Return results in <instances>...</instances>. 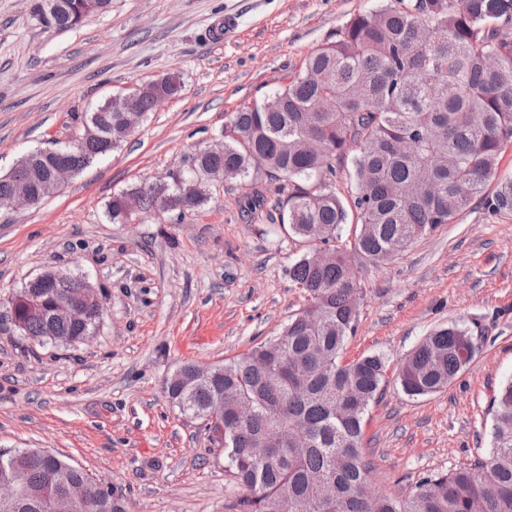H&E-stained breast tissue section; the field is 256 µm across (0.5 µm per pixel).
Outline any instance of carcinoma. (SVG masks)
Here are the masks:
<instances>
[{
    "label": "carcinoma",
    "instance_id": "carcinoma-1",
    "mask_svg": "<svg viewBox=\"0 0 512 512\" xmlns=\"http://www.w3.org/2000/svg\"><path fill=\"white\" fill-rule=\"evenodd\" d=\"M111 0H39L37 21L68 31ZM178 95L181 77L170 73L148 84ZM264 103L232 113L224 139L200 147L187 169L143 183L112 198L108 214L127 216V197L142 196L147 212L164 200L182 215L210 200L211 169L251 186L250 209L268 208L272 223L307 245L288 270L305 298L282 332L224 363V373L182 366L167 381L169 399L197 419L224 397V461L240 487L237 512H278L281 498L306 503L326 493L323 512H512V381L491 399L492 447L447 472L420 477L409 494H367L374 466L363 424L385 383V361L365 355L343 359L355 335L362 288L353 262L388 261L417 238L450 224L482 196L512 144V0H386L353 15L307 58L301 72ZM81 145L61 147L73 174L110 154L132 135L108 100L82 116ZM352 158L356 230L351 249L336 245L348 211L333 178ZM55 157L32 152L10 177H0V202L23 188L40 194ZM275 197L269 199L268 187ZM495 215L512 214V179L486 198ZM311 224L321 225L317 237ZM26 336L70 345L92 335L95 309L80 325L21 315ZM456 325L440 327L404 360L397 381L404 393L425 396L448 387L471 359ZM251 405L237 425L233 407ZM266 441L262 463L249 448ZM28 471L21 503L0 512H43L48 496L72 484L85 487L75 512H127L112 488L62 458L50 462L39 448L0 452V476L11 463ZM57 471L49 483L47 468Z\"/></svg>",
    "mask_w": 512,
    "mask_h": 512
}]
</instances>
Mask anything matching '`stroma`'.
Masks as SVG:
<instances>
[{"label":"stroma","mask_w":512,"mask_h":512,"mask_svg":"<svg viewBox=\"0 0 512 512\" xmlns=\"http://www.w3.org/2000/svg\"><path fill=\"white\" fill-rule=\"evenodd\" d=\"M380 0H112L59 32L33 0H0V175L25 154L78 139L81 117L133 84L176 72L181 94L122 146L35 207H0V448H45L112 485L129 512H232L238 488L200 421L165 385L185 363L221 364L277 336L304 304L288 278L305 246L244 212L246 186L210 187L185 215L112 222L114 195L165 179L212 143L231 112L263 100L354 14ZM364 294L345 359L382 356L365 416L371 485L403 495L491 446L489 403L512 380V215L473 201L394 259L355 262ZM98 289L89 340L39 345L3 310L37 275ZM477 350L444 391L404 394L401 362L438 326Z\"/></svg>","instance_id":"35a3bbf8"}]
</instances>
